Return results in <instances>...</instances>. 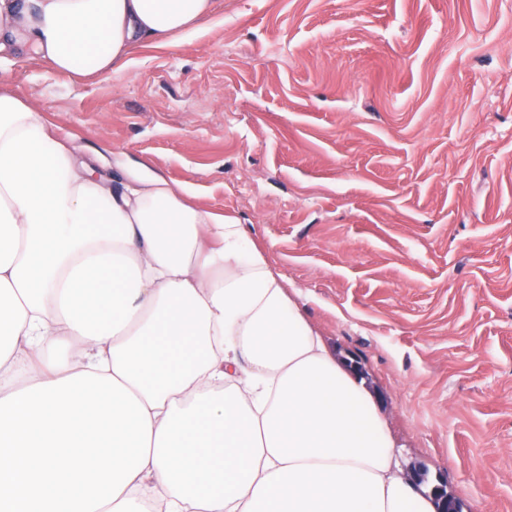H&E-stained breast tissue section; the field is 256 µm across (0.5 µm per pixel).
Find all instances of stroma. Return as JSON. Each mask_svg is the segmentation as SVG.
Returning a JSON list of instances; mask_svg holds the SVG:
<instances>
[{"label":"stroma","mask_w":512,"mask_h":512,"mask_svg":"<svg viewBox=\"0 0 512 512\" xmlns=\"http://www.w3.org/2000/svg\"><path fill=\"white\" fill-rule=\"evenodd\" d=\"M189 43L0 90L231 215L337 353L402 471L512 512V0H220Z\"/></svg>","instance_id":"1"}]
</instances>
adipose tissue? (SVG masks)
Returning a JSON list of instances; mask_svg holds the SVG:
<instances>
[{
    "label": "adipose tissue",
    "mask_w": 512,
    "mask_h": 512,
    "mask_svg": "<svg viewBox=\"0 0 512 512\" xmlns=\"http://www.w3.org/2000/svg\"><path fill=\"white\" fill-rule=\"evenodd\" d=\"M218 0H0V61L97 79ZM0 93V512H437L236 218Z\"/></svg>",
    "instance_id": "ef3b65f1"
}]
</instances>
